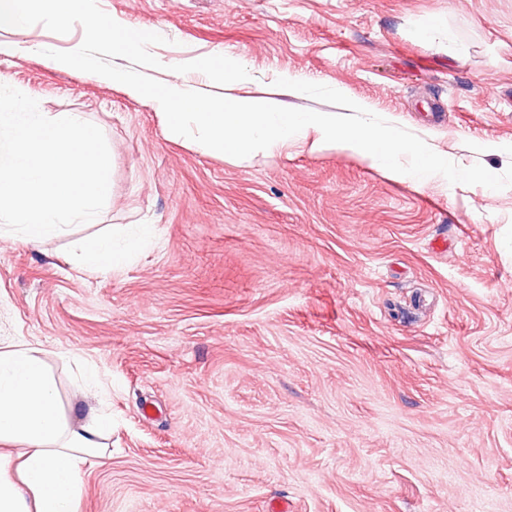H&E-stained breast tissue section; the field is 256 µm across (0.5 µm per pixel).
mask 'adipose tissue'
<instances>
[{"label":"adipose tissue","instance_id":"adipose-tissue-1","mask_svg":"<svg viewBox=\"0 0 512 512\" xmlns=\"http://www.w3.org/2000/svg\"><path fill=\"white\" fill-rule=\"evenodd\" d=\"M136 246L93 237L80 242L77 259L107 270ZM110 426L104 417L71 426L38 345L0 338V512H81L83 467Z\"/></svg>","mask_w":512,"mask_h":512}]
</instances>
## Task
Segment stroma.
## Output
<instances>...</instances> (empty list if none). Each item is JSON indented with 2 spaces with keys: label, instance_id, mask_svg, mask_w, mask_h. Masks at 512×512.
<instances>
[{
  "label": "stroma",
  "instance_id": "35a3bbf8",
  "mask_svg": "<svg viewBox=\"0 0 512 512\" xmlns=\"http://www.w3.org/2000/svg\"><path fill=\"white\" fill-rule=\"evenodd\" d=\"M98 3L166 37L160 82L224 55L249 79L186 81L332 113L274 82L324 84L459 166L512 164V0ZM83 37L0 30L19 46L0 84L79 113L111 155L98 223L0 239V337L38 344L63 407L84 363L104 384L81 512H512V186H418L307 138L205 153L145 99L46 64ZM141 224L127 264L76 260L79 240Z\"/></svg>",
  "mask_w": 512,
  "mask_h": 512
}]
</instances>
